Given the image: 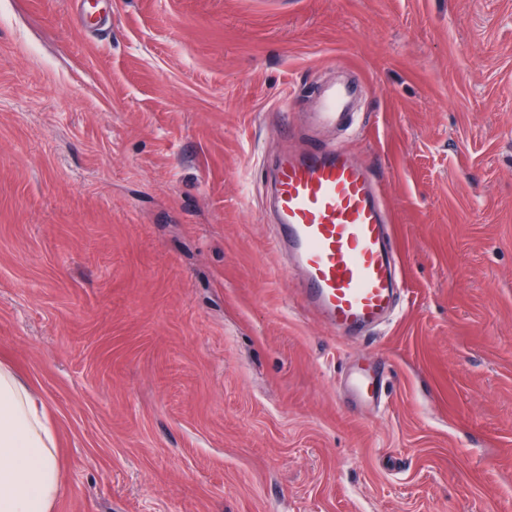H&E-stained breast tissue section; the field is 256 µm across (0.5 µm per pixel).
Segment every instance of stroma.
Returning a JSON list of instances; mask_svg holds the SVG:
<instances>
[{
    "instance_id": "35a3bbf8",
    "label": "stroma",
    "mask_w": 512,
    "mask_h": 512,
    "mask_svg": "<svg viewBox=\"0 0 512 512\" xmlns=\"http://www.w3.org/2000/svg\"><path fill=\"white\" fill-rule=\"evenodd\" d=\"M343 76L404 281L359 339L283 277L263 167ZM0 363L54 512H512V0H112L104 38L0 0ZM349 390L356 396L365 400L376 402L381 400L382 393L375 377L364 372H356L345 376Z\"/></svg>"
}]
</instances>
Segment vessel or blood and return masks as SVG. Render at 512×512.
<instances>
[{
    "instance_id": "1",
    "label": "vessel or blood",
    "mask_w": 512,
    "mask_h": 512,
    "mask_svg": "<svg viewBox=\"0 0 512 512\" xmlns=\"http://www.w3.org/2000/svg\"><path fill=\"white\" fill-rule=\"evenodd\" d=\"M356 94L351 83L319 85L315 107L304 115L305 147L280 157L272 169L274 246L291 258L284 274L305 308L346 335L390 317L397 288L378 177L345 145L319 137L361 123L353 112ZM346 383L356 397L382 398L371 374L347 375Z\"/></svg>"
}]
</instances>
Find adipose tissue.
<instances>
[{"label": "adipose tissue", "instance_id": "obj_1", "mask_svg": "<svg viewBox=\"0 0 512 512\" xmlns=\"http://www.w3.org/2000/svg\"><path fill=\"white\" fill-rule=\"evenodd\" d=\"M61 489L55 425L0 364V512H53Z\"/></svg>", "mask_w": 512, "mask_h": 512}]
</instances>
